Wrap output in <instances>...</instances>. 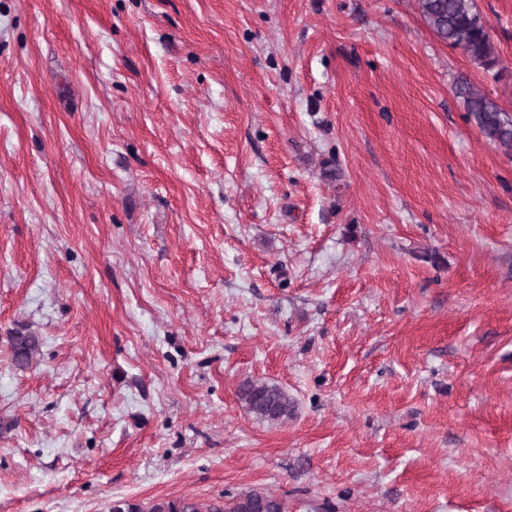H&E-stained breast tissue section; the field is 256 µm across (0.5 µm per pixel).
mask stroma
<instances>
[{"mask_svg":"<svg viewBox=\"0 0 512 512\" xmlns=\"http://www.w3.org/2000/svg\"><path fill=\"white\" fill-rule=\"evenodd\" d=\"M475 6L492 72L417 0H0V512H512V153L455 94L512 115V0ZM468 113L469 120L489 142L512 151V118L485 92L467 80L455 87ZM9 343L12 365L21 371L29 369L39 353V336L24 334L19 331L14 336H9ZM242 407L256 419L282 424L295 414V401L282 387L258 380L243 382L238 389ZM284 509L283 501L276 496L252 489L224 503L167 498L154 499L143 504L117 500L112 504L111 512H284Z\"/></svg>","mask_w":512,"mask_h":512,"instance_id":"35a3bbf8","label":"stroma"}]
</instances>
